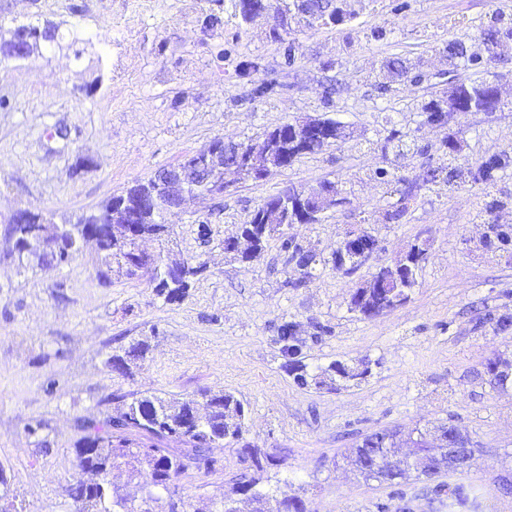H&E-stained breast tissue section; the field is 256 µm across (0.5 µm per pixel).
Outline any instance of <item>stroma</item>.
<instances>
[{
	"mask_svg": "<svg viewBox=\"0 0 512 512\" xmlns=\"http://www.w3.org/2000/svg\"><path fill=\"white\" fill-rule=\"evenodd\" d=\"M237 0H0V27L52 26L55 42L26 58L0 61V475L9 488L0 512H76L66 493L77 475L81 420L114 412L112 394L190 398L227 391L247 409L252 444L273 455L306 512H392L387 485L357 478L346 462L373 432L400 428L435 434L452 424L476 448L455 482L475 488L483 512H512V389L493 388L487 358L512 367V250L485 247L487 196L504 201L494 220L512 229V165L491 189L471 181L423 187L400 221L385 214L398 194L378 178L385 168L414 179L423 163L446 164V137L470 168L512 154V40L482 57L491 17L512 25V0H348L354 20L291 23L285 40L270 33L274 15L243 21ZM220 19L203 27L206 15ZM461 38L478 62L450 68L443 49ZM294 57H286L288 44ZM399 55L418 82L383 91L381 70ZM498 75L504 107L456 113L428 125L422 107L450 85ZM273 95L251 97L260 82ZM331 118L349 138L304 155L269 179L228 187L222 196L187 201L166 217L173 231L145 251L176 259L201 256L209 273L175 304L147 279L97 275L87 247L71 265L18 267L9 256V220L30 210L55 222L97 210L135 182L221 137L257 142L284 122ZM393 145H386L387 137ZM336 184L344 205L288 234L320 254L312 279L290 287L278 237L244 262L224 240L248 223L269 195ZM351 230L378 241L370 260L348 275L330 264ZM430 238L410 301L364 318L349 312L353 289L419 239ZM297 325L313 375L333 362L370 372L359 382L296 384L275 339ZM145 357L130 375L108 358L137 340ZM210 473L179 479L188 512H210L248 465L227 448Z\"/></svg>",
	"mask_w": 512,
	"mask_h": 512,
	"instance_id": "1",
	"label": "stroma"
}]
</instances>
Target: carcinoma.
<instances>
[{"instance_id":"cac0c4a2","label":"carcinoma","mask_w":512,"mask_h":512,"mask_svg":"<svg viewBox=\"0 0 512 512\" xmlns=\"http://www.w3.org/2000/svg\"><path fill=\"white\" fill-rule=\"evenodd\" d=\"M316 10L326 25H338L347 20L343 8L345 0H313ZM482 45L487 56L494 57V47L501 38V30L489 25L482 30ZM448 64L457 67L467 65L479 59L471 47L462 39L448 41L445 47ZM387 74H394L400 79L409 78L410 68L405 59L391 56L385 60ZM490 81L479 83H460L448 92L447 111L480 112L487 103ZM332 145L329 133L321 130L307 140L288 138L281 150L287 153L288 160L280 163L286 169L293 162L307 154H316ZM505 168L500 158L494 157L479 167L478 180L488 184L494 181V172ZM462 176V170L452 167L424 169L409 183V188H418L446 179L452 183ZM297 191L284 189L271 195L275 202L285 199L290 201L288 213H279L264 202L254 210L250 221L243 225V233L253 237L255 249L263 250L268 238L280 234L281 250L286 263L295 266L300 278L294 285L312 276V269L322 262L317 253L306 250L294 240L281 233V226L293 223L298 213L291 201L295 200ZM119 203L111 198L100 210L82 214L76 219H66L57 224L54 220L44 223L46 216L32 215V223L18 224L13 228L18 263L35 259L44 265V251L35 244L41 239L45 242L57 239L67 231L72 236L66 238L69 252L60 261V265L71 264L81 252L82 244L89 238L95 239L100 254L101 265L106 270L100 275L117 271L129 279L146 276L154 285L156 295L167 303H177L189 293L193 282L207 272V262L190 257L175 261L172 266L181 271V275L168 281L156 273V267L163 264V259L151 261L139 250L140 242L153 239L161 240L169 234L170 225L162 221V214L147 209L139 214L135 224H114L111 218L112 206ZM426 260V249L418 248L415 257L404 262V269L397 271L393 266L379 268L372 273L367 283L360 289V299L349 306V310L365 317L377 316L393 311L405 305L417 286V273ZM276 343L280 344L283 356L288 358V367L296 372V377L305 378L302 371L306 365L297 359L304 341L297 336L296 326L285 322L278 328ZM149 345L146 341H136L124 349V354H114L108 359L109 366L126 375L130 373L129 362L144 357ZM247 416L243 403L230 392H201V400H167L155 394H146L134 398L123 406L106 415L98 422L81 421L79 429L83 436L74 446V455L78 477L66 489L78 512H144L134 501L103 485L105 469L116 464L125 465L131 476L146 477L144 484L151 483L176 487L179 477L188 470L187 463L195 464L196 469L207 472L217 469L219 460L211 455L217 445L233 448L238 456L250 462L254 476L236 483L231 491L226 492L220 501L219 512H229L228 507L238 504L242 495L253 505V512H281L280 506L288 502L293 505V512H306L304 501L288 495L283 484L271 485L269 479L263 478L268 466L273 464V457L257 446L245 440ZM182 444L180 448L170 447V443ZM401 452L399 448L383 446L379 433L375 432L363 439V445L354 449L352 465L366 481L375 480L398 487L401 482H391L386 476L393 473L406 478L407 471L424 472L428 460L427 449L415 448V458L399 464L390 462V458ZM436 493L448 499V512H480L481 505L477 496L468 487L440 483Z\"/></svg>"}]
</instances>
